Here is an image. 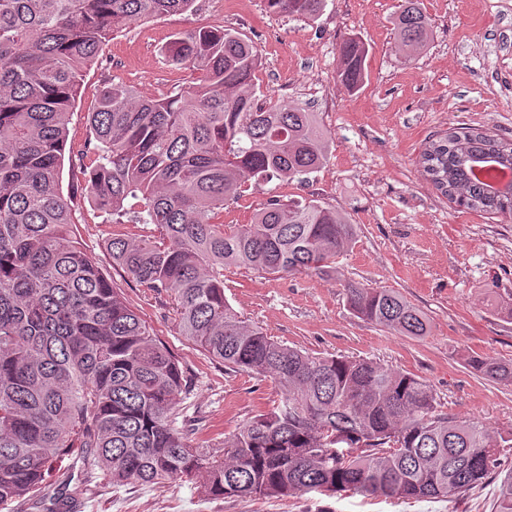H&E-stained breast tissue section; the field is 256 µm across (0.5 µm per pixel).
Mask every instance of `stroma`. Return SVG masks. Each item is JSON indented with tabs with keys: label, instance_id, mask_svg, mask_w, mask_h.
<instances>
[{
	"label": "stroma",
	"instance_id": "1",
	"mask_svg": "<svg viewBox=\"0 0 512 512\" xmlns=\"http://www.w3.org/2000/svg\"><path fill=\"white\" fill-rule=\"evenodd\" d=\"M193 14L119 27L102 60L85 73L70 109L62 185L82 176L76 153L91 137L87 114L104 86L122 82L159 96L192 83L163 51L177 32L222 27L257 49L260 104L297 103L318 115L329 160L307 183L282 195L318 199L357 224L356 244L331 277L270 278L247 269L224 273V293L251 322L312 353L369 358L411 372L432 386L444 412L491 428L512 426V385L470 371L479 354L512 360V218L455 206L420 164L426 142L458 127L512 141V0H422L430 40L405 62L394 50L403 0H328L314 21L269 9L267 0H197ZM362 40L364 81L347 91L338 80L339 47ZM74 238L192 376L189 416L228 435L275 397L271 381L227 373L180 336L163 297L113 265L111 235L150 234L144 224H104L87 196L74 201ZM389 288L421 309L429 336H398L356 318L345 286ZM500 475L447 501L425 502L316 493L288 497L207 498L176 480L112 486L93 481L76 512H493Z\"/></svg>",
	"mask_w": 512,
	"mask_h": 512
}]
</instances>
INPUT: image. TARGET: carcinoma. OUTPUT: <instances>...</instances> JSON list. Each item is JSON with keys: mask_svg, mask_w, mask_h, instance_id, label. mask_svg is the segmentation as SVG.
<instances>
[{"mask_svg": "<svg viewBox=\"0 0 512 512\" xmlns=\"http://www.w3.org/2000/svg\"><path fill=\"white\" fill-rule=\"evenodd\" d=\"M195 0H0V504L70 512L87 485L48 491L55 461L80 460L116 487L184 479L205 497L338 493L451 499L486 481L512 428L492 430L441 410L415 374L365 358L312 354L249 322L224 294V270L328 276L357 225L312 198L272 195L249 224L213 219L224 202L273 181L302 183L328 159L317 113L265 107L258 52L224 29L173 35L168 62L199 74L160 97L123 83L102 91L83 191L104 224H152L110 237L112 261L166 298L171 319L208 358L270 379L276 400L232 434L206 437L187 419L192 381L72 236L74 193L61 175L82 73L126 21L183 14ZM314 21L327 0H267ZM406 60L428 41L421 0L394 21ZM340 82L363 83L367 49L340 46ZM424 172L465 209L512 216V191L474 168L512 169V143L458 127L427 143ZM359 319L411 338L427 315L394 290L349 284ZM478 376L512 385V361L471 355ZM36 488L43 493L29 500ZM494 512H512V475Z\"/></svg>", "mask_w": 512, "mask_h": 512, "instance_id": "obj_1", "label": "carcinoma"}]
</instances>
